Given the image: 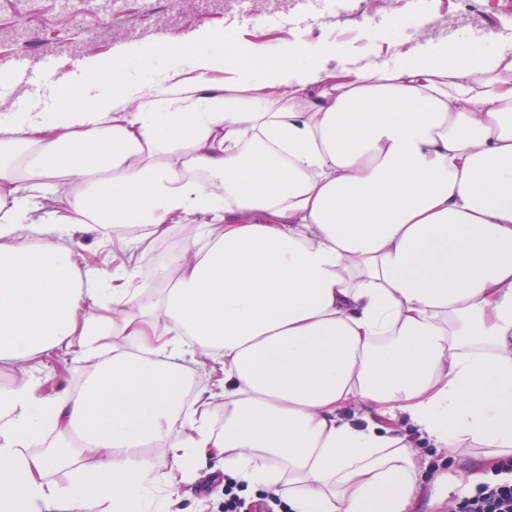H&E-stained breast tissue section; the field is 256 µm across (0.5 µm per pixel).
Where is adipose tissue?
Segmentation results:
<instances>
[{"mask_svg":"<svg viewBox=\"0 0 512 512\" xmlns=\"http://www.w3.org/2000/svg\"><path fill=\"white\" fill-rule=\"evenodd\" d=\"M303 56L253 47L224 96L205 78L216 54L186 49L196 83L149 91L114 62L110 97L0 126V359L22 366L0 390V512H145L154 447L181 474L216 458L208 482L288 512L447 496L405 421L448 457L512 456V55L443 41L393 67ZM58 192L62 210L32 222ZM78 224L122 226L139 264L181 227L176 286L82 273ZM107 322L125 345L104 360ZM61 346L91 379L49 400L24 365ZM200 356L224 372L219 428L212 396L182 397ZM48 426L56 446L29 453ZM84 457L96 465L69 487L48 481Z\"/></svg>","mask_w":512,"mask_h":512,"instance_id":"ef3b65f1","label":"adipose tissue"}]
</instances>
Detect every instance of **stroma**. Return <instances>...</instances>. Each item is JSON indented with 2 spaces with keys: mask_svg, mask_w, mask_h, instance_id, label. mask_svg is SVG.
I'll list each match as a JSON object with an SVG mask.
<instances>
[{
  "mask_svg": "<svg viewBox=\"0 0 512 512\" xmlns=\"http://www.w3.org/2000/svg\"><path fill=\"white\" fill-rule=\"evenodd\" d=\"M230 0H110L96 7L89 0H0V57L23 55L33 70L51 64L48 85L33 92L20 81L0 84V114L39 111L51 106L60 83L71 90L84 86L79 64L112 60L125 64L141 86L193 78L179 46L200 34H210L224 45L225 61L247 64L251 45H263L273 56L300 44L308 50L338 46L339 66L393 64L398 56L426 45L451 39L471 42L464 27L452 32L417 28L398 42L386 33L396 19L409 13V0H349L345 12L328 21L311 14L284 16L276 12L278 0H252L247 10H234ZM73 240L81 266L111 280L127 263L129 252L117 237L100 241L84 227ZM45 391L52 397L72 394L87 382L71 361L52 356L41 366Z\"/></svg>",
  "mask_w": 512,
  "mask_h": 512,
  "instance_id": "obj_1",
  "label": "stroma"
}]
</instances>
